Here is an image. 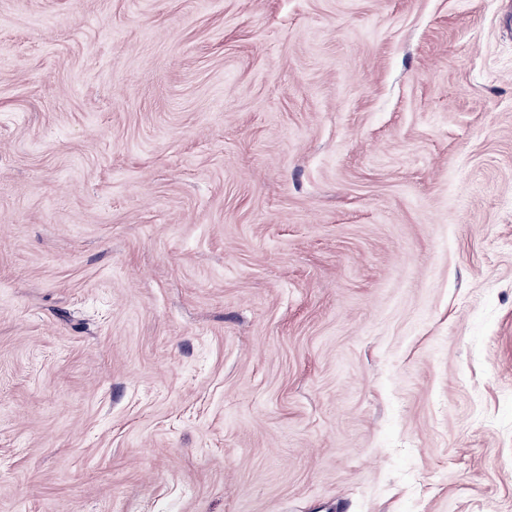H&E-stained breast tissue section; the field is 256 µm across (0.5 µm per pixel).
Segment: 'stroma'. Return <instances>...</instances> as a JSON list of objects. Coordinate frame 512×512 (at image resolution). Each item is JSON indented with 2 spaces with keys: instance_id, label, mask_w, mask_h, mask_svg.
Returning a JSON list of instances; mask_svg holds the SVG:
<instances>
[{
  "instance_id": "1",
  "label": "stroma",
  "mask_w": 512,
  "mask_h": 512,
  "mask_svg": "<svg viewBox=\"0 0 512 512\" xmlns=\"http://www.w3.org/2000/svg\"><path fill=\"white\" fill-rule=\"evenodd\" d=\"M0 512H512V0H0Z\"/></svg>"
}]
</instances>
